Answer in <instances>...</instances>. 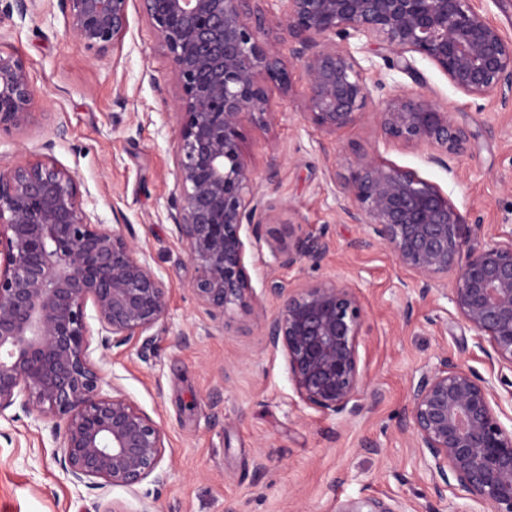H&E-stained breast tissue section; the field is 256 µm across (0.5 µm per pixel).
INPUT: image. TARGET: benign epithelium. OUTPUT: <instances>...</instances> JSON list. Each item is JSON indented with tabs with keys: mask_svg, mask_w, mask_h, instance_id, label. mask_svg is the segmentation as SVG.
I'll list each match as a JSON object with an SVG mask.
<instances>
[{
	"mask_svg": "<svg viewBox=\"0 0 512 512\" xmlns=\"http://www.w3.org/2000/svg\"><path fill=\"white\" fill-rule=\"evenodd\" d=\"M36 0H0V15L25 18ZM70 30L101 55L130 26V0H60ZM263 0H142L179 85L174 164L179 198L170 218L196 275L189 288L215 319L234 305L259 304L244 265L245 242H261L281 267L317 261L329 244L288 218V244L264 240L281 218L276 200L252 202L257 174L244 156L241 128L265 125L266 83L289 87L278 44L305 66L304 116L334 133L355 124L370 96L363 68L336 42L365 39L391 54L392 66L422 78L406 57L435 65L458 92L508 101L512 40L475 0H278L272 36ZM34 90L25 61L0 51V133L24 129ZM383 134L449 160L471 148V133L418 93L384 101ZM338 208L364 228V243L389 251L427 295L455 273L446 294L468 328L488 341L496 378L443 353L410 385L408 426L438 496L449 488L491 512H512V428L500 420L496 384L512 387V246L468 244L479 225L436 185L369 154L337 186ZM76 176L47 156L0 166V416L16 406L63 429L60 463L75 484L131 488L165 475L164 432L92 358L88 308L98 346L109 349L164 322L169 286L121 228L95 222ZM277 310L264 325L266 346L281 351L300 400L326 414L359 416L377 393L360 366L364 309L349 284L294 286L267 279ZM336 512H406L371 494Z\"/></svg>",
	"mask_w": 512,
	"mask_h": 512,
	"instance_id": "obj_1",
	"label": "benign epithelium"
}]
</instances>
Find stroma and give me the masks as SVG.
Masks as SVG:
<instances>
[{"label":"stroma","instance_id":"35a3bbf8","mask_svg":"<svg viewBox=\"0 0 512 512\" xmlns=\"http://www.w3.org/2000/svg\"><path fill=\"white\" fill-rule=\"evenodd\" d=\"M349 46L372 86L356 124L332 134L304 117L308 78L285 46L290 86L267 83L273 118L264 127L244 124L242 145L257 171L270 158L280 163L276 181L261 183L256 197L290 207L306 233L330 245L319 261L290 269L275 266L269 250L247 246L253 288L277 275L360 292L359 354L380 399L356 417L326 415L299 399L283 354L265 344L274 300L214 321L190 290L195 270L168 217L177 193L170 103L179 88L139 0L130 4L121 43L103 56L69 31L59 0H37L23 19H0V51L25 60L35 94L27 127L0 135V163L54 157L94 200L98 222L133 234L170 288L168 316L154 336L93 352L106 377L163 430L167 478L104 491L74 485L59 464L61 436L10 410L0 418V512H94L103 500L124 512H336L337 502L368 493L403 499L410 512H490L449 490L435 495L405 408L412 377L441 353L485 377L498 367L446 299L452 278L420 295L416 276L389 252L361 245V226L336 205V184L350 177L358 154H371L435 184L477 220L474 246L494 234L512 244L502 232L512 226V100L465 96L411 54L421 88L474 135L470 151L444 169L427 162L425 148L386 138L377 124L382 101L419 88L412 76L358 39ZM379 78L384 88L375 87Z\"/></svg>","mask_w":512,"mask_h":512}]
</instances>
